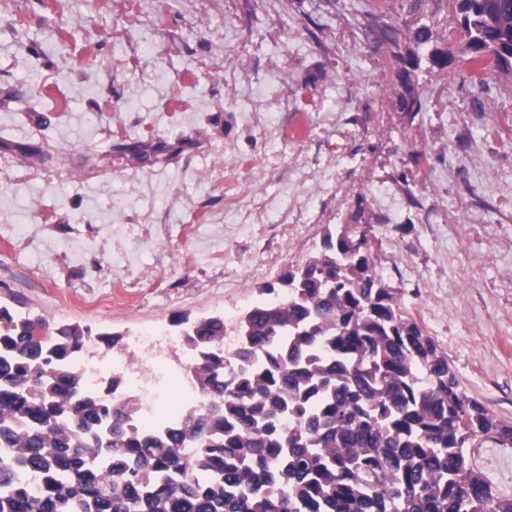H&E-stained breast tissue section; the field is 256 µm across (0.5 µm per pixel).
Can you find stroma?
Returning a JSON list of instances; mask_svg holds the SVG:
<instances>
[{
  "label": "stroma",
  "mask_w": 512,
  "mask_h": 512,
  "mask_svg": "<svg viewBox=\"0 0 512 512\" xmlns=\"http://www.w3.org/2000/svg\"><path fill=\"white\" fill-rule=\"evenodd\" d=\"M458 19L452 0H0V306L120 334L121 355L181 315L234 321L353 224L512 423V73L470 80ZM474 457L512 497V446ZM392 45L396 49V51L392 50L393 57L400 64L399 70L396 71V76L399 79L401 85L405 88V90L407 92V95H405V97L403 98L404 110L407 112H413V105H414V103H417L418 104L417 111H419L421 108V103H420V101H417L413 98V95H412L413 88L411 86L410 70L407 67H405L404 65L409 64L411 67H419L420 60L417 58H414L413 60H410V59L405 60L404 57L397 51L398 45L395 43Z\"/></svg>",
  "instance_id": "stroma-1"
}]
</instances>
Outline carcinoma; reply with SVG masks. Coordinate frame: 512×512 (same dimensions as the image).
<instances>
[{"mask_svg":"<svg viewBox=\"0 0 512 512\" xmlns=\"http://www.w3.org/2000/svg\"><path fill=\"white\" fill-rule=\"evenodd\" d=\"M454 2L470 61L512 68V0ZM393 57L411 112L420 60ZM261 294L230 326L177 321L201 401L155 427L112 400L120 379L87 388L88 331L0 307V512H512L469 452L512 425L461 389L364 231L326 228Z\"/></svg>","mask_w":512,"mask_h":512,"instance_id":"carcinoma-1","label":"carcinoma"}]
</instances>
